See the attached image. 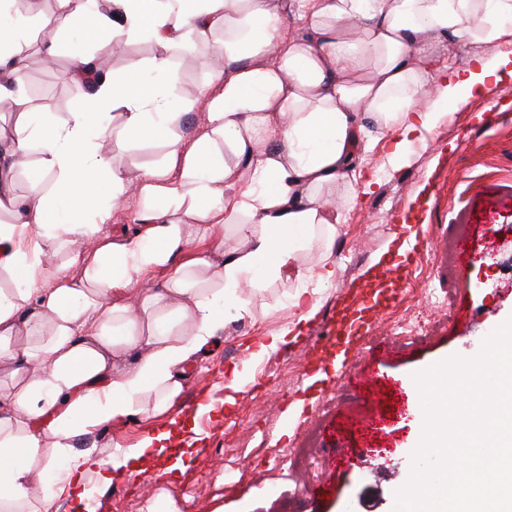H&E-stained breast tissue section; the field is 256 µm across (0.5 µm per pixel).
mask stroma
<instances>
[{"instance_id":"stroma-1","label":"stroma","mask_w":512,"mask_h":512,"mask_svg":"<svg viewBox=\"0 0 512 512\" xmlns=\"http://www.w3.org/2000/svg\"><path fill=\"white\" fill-rule=\"evenodd\" d=\"M26 31L37 51L53 49L51 67L28 72L24 93L43 112L58 115L78 109L81 99L71 83L72 48L84 44L89 55L113 53L112 40L82 43L75 31L42 32L36 18L26 17ZM213 48L202 42L174 52L177 92L190 98L208 84L206 66ZM385 143L361 153L353 182L325 188L336 204L339 222L333 241L334 276L304 284L274 282L247 291L243 299L251 316L230 317L187 371L181 394L169 418L182 422L185 436L200 442L184 446L173 440L171 452L142 464L140 471L113 484L110 492H91L92 506L108 512H148L164 495L172 512H391L396 492L410 479L414 450L411 424L422 409L406 382L408 374L451 357H473L500 319L512 314V244L500 248L493 266L448 264V245L459 228L477 237L476 221L494 215L512 225V80L480 95H460L449 119L414 135L405 156L391 160ZM356 205H348L352 190ZM404 224L432 241L416 261L386 272L395 246L396 224ZM405 284L389 298L391 278ZM301 300H294L298 287ZM438 302L426 336L395 345L400 324ZM373 304L372 329L352 340L348 359L353 372L380 373L393 385L398 411L387 427V448L366 455L362 468L334 465L332 451L319 445L294 472L279 462L276 448L298 447L313 427L328 428L339 419H362L377 411L378 397L340 402L345 379L333 374L335 336L330 322L351 317ZM316 312L300 321L301 309ZM284 335L279 348L248 363V351L268 337ZM250 369L233 403L198 414L199 403L224 387L242 364ZM328 370L321 390H305L306 370ZM155 420L115 423L81 438L77 446L106 455L152 430ZM184 454V471L169 472L171 455Z\"/></svg>"}]
</instances>
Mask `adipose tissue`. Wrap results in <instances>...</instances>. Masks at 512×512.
<instances>
[{
  "instance_id": "1",
  "label": "adipose tissue",
  "mask_w": 512,
  "mask_h": 512,
  "mask_svg": "<svg viewBox=\"0 0 512 512\" xmlns=\"http://www.w3.org/2000/svg\"><path fill=\"white\" fill-rule=\"evenodd\" d=\"M60 2L39 15L42 29L147 39L158 51L115 75L74 55L83 106L45 122L21 91L32 64L24 22L0 0V106L26 119L0 132V211L13 216L0 224V271L22 285L0 292V512L83 506V486L108 488L163 454L174 428L105 456L73 440L165 413L226 315H248L244 289L307 278L301 250L339 219L322 191L347 178L374 131H395L388 155L399 158L412 133L442 118L420 99L449 110L512 78L506 55L453 68L433 53L445 36L512 42V0H102L94 11ZM199 39L224 65L183 100L170 53ZM196 109L207 128L188 144L172 127ZM110 134L161 145L165 165L130 176L103 148ZM20 166L30 175L21 199L10 179ZM130 194L142 202L139 229L118 239L106 205ZM174 210L183 223L169 221ZM232 225L243 242L229 249ZM64 247L66 266L48 262ZM132 350L129 369L121 359ZM60 458L66 466L40 484Z\"/></svg>"
}]
</instances>
